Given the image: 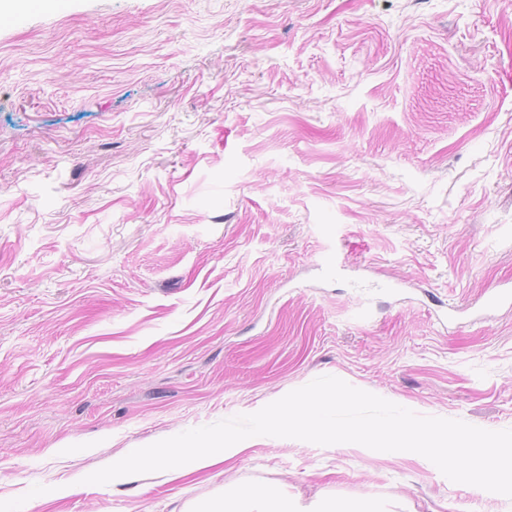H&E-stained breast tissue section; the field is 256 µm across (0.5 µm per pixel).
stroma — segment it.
Wrapping results in <instances>:
<instances>
[{
  "label": "stroma",
  "mask_w": 512,
  "mask_h": 512,
  "mask_svg": "<svg viewBox=\"0 0 512 512\" xmlns=\"http://www.w3.org/2000/svg\"><path fill=\"white\" fill-rule=\"evenodd\" d=\"M506 280L512 0H67L0 27L10 512L249 487L512 512L413 452L270 436L178 480L84 481L323 375L510 429L512 307L482 305Z\"/></svg>",
  "instance_id": "stroma-1"
}]
</instances>
